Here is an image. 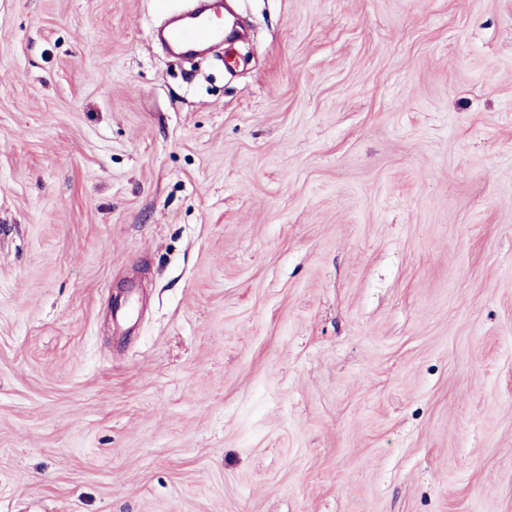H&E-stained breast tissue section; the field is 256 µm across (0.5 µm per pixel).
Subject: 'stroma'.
<instances>
[{"label": "stroma", "mask_w": 512, "mask_h": 512, "mask_svg": "<svg viewBox=\"0 0 512 512\" xmlns=\"http://www.w3.org/2000/svg\"><path fill=\"white\" fill-rule=\"evenodd\" d=\"M0 0V512H512V0ZM222 9L223 1L214 0L172 18L161 34L162 41L173 53L186 57L222 44L224 26L219 21Z\"/></svg>", "instance_id": "stroma-1"}]
</instances>
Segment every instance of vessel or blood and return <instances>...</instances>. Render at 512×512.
<instances>
[{
	"mask_svg": "<svg viewBox=\"0 0 512 512\" xmlns=\"http://www.w3.org/2000/svg\"><path fill=\"white\" fill-rule=\"evenodd\" d=\"M223 7V0H205L195 9L172 18L161 34L162 41L173 53L186 57L222 44L224 27L220 17Z\"/></svg>",
	"mask_w": 512,
	"mask_h": 512,
	"instance_id": "obj_1",
	"label": "vessel or blood"
}]
</instances>
